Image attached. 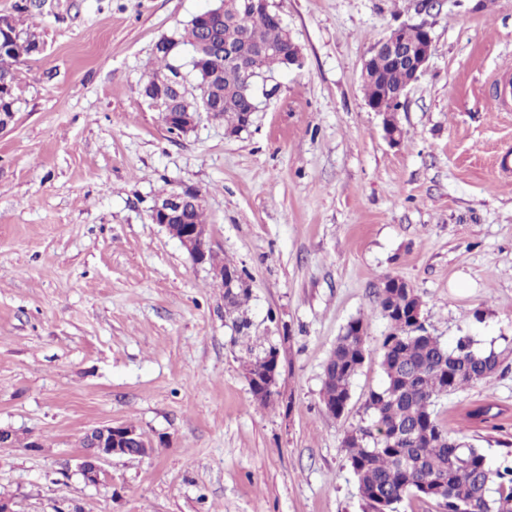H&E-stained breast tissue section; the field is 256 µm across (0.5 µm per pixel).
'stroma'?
I'll list each match as a JSON object with an SVG mask.
<instances>
[{"mask_svg":"<svg viewBox=\"0 0 512 512\" xmlns=\"http://www.w3.org/2000/svg\"><path fill=\"white\" fill-rule=\"evenodd\" d=\"M214 0H46L41 53L18 68L0 135V493L16 512H361L344 436L384 383L385 276L422 300L444 344L509 355L435 413L491 463L512 451V0H271L304 57L257 80L239 136L219 120L170 134L143 93L154 48ZM433 41L389 142L362 67L388 31ZM205 196L213 249L245 269L251 335L280 352L268 404L242 370L224 289L153 224L181 185ZM356 318L368 355L344 414L323 365ZM493 403L496 418H471ZM138 428L151 455L107 482L75 471L79 438ZM42 440L43 448L23 447Z\"/></svg>","mask_w":512,"mask_h":512,"instance_id":"35a3bbf8","label":"stroma"}]
</instances>
